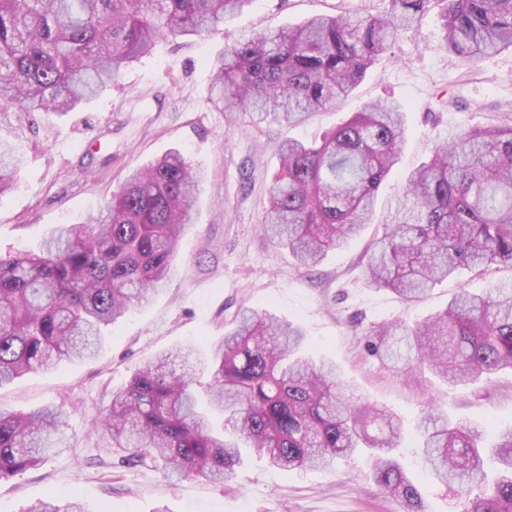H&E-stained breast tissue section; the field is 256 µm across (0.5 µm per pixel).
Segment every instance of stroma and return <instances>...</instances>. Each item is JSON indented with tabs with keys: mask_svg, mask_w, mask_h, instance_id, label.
<instances>
[{
	"mask_svg": "<svg viewBox=\"0 0 512 512\" xmlns=\"http://www.w3.org/2000/svg\"><path fill=\"white\" fill-rule=\"evenodd\" d=\"M388 8L389 0H254L229 27L159 39L152 55L129 65L118 84L83 111L39 113L21 122L11 113L0 116L23 155L15 189L0 197L2 252L37 251L51 228L85 220L132 169L169 150H180L208 175L193 206L194 223L180 242L178 270L150 304L106 328L95 358L32 371L0 386V407L31 412L59 405L69 415L68 450L0 479V512H25L53 494L77 496L90 512H155L160 506L169 512H403L374 484L366 454L292 472L247 458L221 485L201 476L176 480L158 469L127 468L116 455L110 465H97L94 425L113 392L160 353L190 345L208 349L242 307L301 326L307 359L335 362L343 381L396 413L402 421L396 456L416 480L428 512H462V498L422 468L416 447L421 413L435 406L449 419L484 423L487 437H494L512 426V370L452 385L425 367L400 374L370 344L385 326L413 325L444 309L459 289L480 293L512 284V268L461 269L407 302L364 275L378 225L305 271L265 237L260 219L281 144L321 141L367 103L390 97L406 108L401 158L379 193L382 209L436 141L477 125L512 123V47L461 63L442 49L441 21L433 10L378 57L351 96L299 124L261 121L248 112L231 120L208 99L209 62L223 53L229 32ZM462 97L476 100V107L456 108Z\"/></svg>",
	"mask_w": 512,
	"mask_h": 512,
	"instance_id": "35a3bbf8",
	"label": "stroma"
}]
</instances>
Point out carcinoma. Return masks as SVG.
<instances>
[{"mask_svg": "<svg viewBox=\"0 0 512 512\" xmlns=\"http://www.w3.org/2000/svg\"><path fill=\"white\" fill-rule=\"evenodd\" d=\"M253 0H0V103L25 115L83 108L163 36L199 35ZM442 5L443 46L465 61L512 47V0H391L383 16L313 17L239 34L211 64V103L293 124L350 95L399 32ZM402 106L368 104L318 144L288 140L261 228L302 267L372 223L379 189L396 165ZM20 159L0 137V196ZM203 174L179 152L137 169L112 199L77 224L55 228L40 253L0 252V385L29 371L95 355L102 329L150 301L173 275ZM372 243V284L413 301L459 268L512 266V124L464 130L434 146L409 173ZM373 349L406 374L428 365L451 383L512 369V289L466 288L414 326L380 332ZM303 331L243 309L211 345L205 394L170 357L145 364L112 393L100 448L122 462L226 481L248 452L288 470L375 455L372 479L405 512H427L394 450L399 425L360 401L335 365L300 356ZM66 420L46 407H0V479L66 447ZM419 448L429 475L457 487L464 512H512V428L487 443L476 426L431 408ZM26 512H87L53 497Z\"/></svg>", "mask_w": 512, "mask_h": 512, "instance_id": "carcinoma-1", "label": "carcinoma"}]
</instances>
